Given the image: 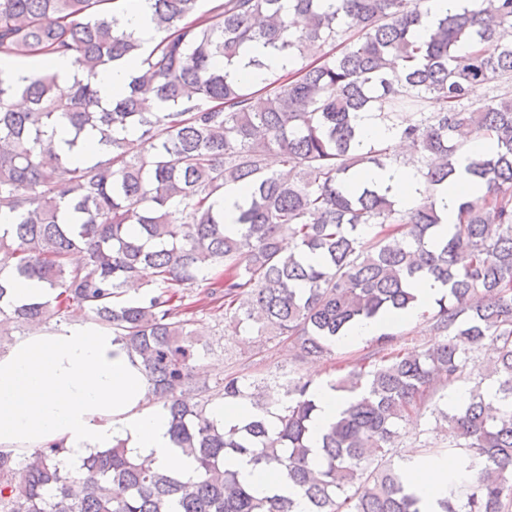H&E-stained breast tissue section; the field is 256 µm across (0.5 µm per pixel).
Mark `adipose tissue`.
I'll return each instance as SVG.
<instances>
[{
    "mask_svg": "<svg viewBox=\"0 0 512 512\" xmlns=\"http://www.w3.org/2000/svg\"><path fill=\"white\" fill-rule=\"evenodd\" d=\"M117 19L143 46L160 39L147 0H123ZM491 147L485 139L464 147L455 181L437 195L444 229L456 223L461 199L480 194L465 169ZM356 179L376 186L405 209L414 207L422 188L421 176L410 164L370 166L359 170ZM120 441L132 457L174 477L185 480L196 474L193 459L171 440L167 413L149 404L143 372L109 329L78 314L72 323L15 337L0 348V451L28 455L55 443L63 449V465L75 470L91 454ZM225 466L259 494L292 492L284 476L254 469L245 458H227ZM462 479L457 462L421 461L413 489L424 512H439L438 502L450 484Z\"/></svg>",
    "mask_w": 512,
    "mask_h": 512,
    "instance_id": "ef3b65f1",
    "label": "adipose tissue"
}]
</instances>
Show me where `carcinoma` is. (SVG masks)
Wrapping results in <instances>:
<instances>
[{"label":"carcinoma","instance_id":"obj_1","mask_svg":"<svg viewBox=\"0 0 512 512\" xmlns=\"http://www.w3.org/2000/svg\"><path fill=\"white\" fill-rule=\"evenodd\" d=\"M115 2L0 0V56L66 55L82 74L64 100L48 69L0 70V209L22 211L0 230V335L86 310L139 361L196 477L139 463L121 442L90 455L79 479L55 444L0 452V512H294L290 497H256L224 468L230 455L281 470L310 512H422L408 464L386 456L433 385L469 369L496 385L440 411L470 473L440 512H512V0L440 17L429 0H293L299 31L282 0H147L163 37L146 54L118 31ZM252 46L300 66L254 90L231 70ZM131 59L137 75L103 100L99 73ZM479 88L494 95L477 98ZM372 107L415 152L424 190L411 209L351 185L359 167L398 163L357 137L355 119ZM127 129L136 138L116 136ZM89 132L101 153L80 160ZM476 138L494 145L466 168L486 192L441 235L437 191ZM229 184L248 196L226 229L214 198ZM425 276L447 287L433 315L445 338L419 351L376 337L379 362L327 382L345 407L319 447L308 444L319 387L303 376L274 403L268 379L227 375L217 395L255 415L230 427L209 418L211 348L191 291L224 289L228 325L323 358L355 322L407 308ZM21 278L45 300L15 304ZM485 345L495 358L476 366Z\"/></svg>","mask_w":512,"mask_h":512}]
</instances>
